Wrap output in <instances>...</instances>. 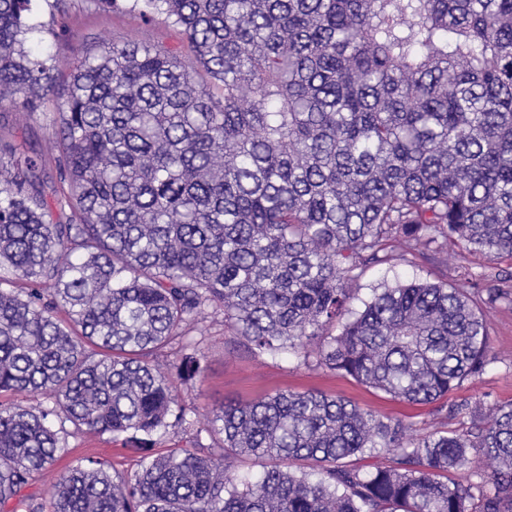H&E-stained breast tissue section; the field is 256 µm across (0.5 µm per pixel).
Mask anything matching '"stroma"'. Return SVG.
Wrapping results in <instances>:
<instances>
[{
  "label": "stroma",
  "instance_id": "stroma-1",
  "mask_svg": "<svg viewBox=\"0 0 512 512\" xmlns=\"http://www.w3.org/2000/svg\"><path fill=\"white\" fill-rule=\"evenodd\" d=\"M127 5L128 0H119L118 8L102 10L95 0H33L32 17L39 28L29 35L25 48L34 54L46 56L59 52L74 58L104 41L147 42L165 48L180 46L181 36L175 27L160 17L143 23L127 12ZM69 76V70L55 71L50 88L43 92L31 116H21L19 107L10 102L0 103V137L22 145L29 154L42 156V174L49 182L58 179L50 151L54 133L50 118L60 109V91ZM462 266L475 273L501 274L500 287L506 297L486 311L490 364L482 375L465 381L450 399L470 404L489 395L502 403L512 402V259L490 261L452 242L447 249L427 258L411 255L407 260L369 269L355 284L350 306L361 309L374 289L412 280L449 279ZM206 328L202 336L190 333L189 345L179 344L157 355L164 365L186 355L194 356L199 362L201 375L190 381L187 390L179 395L180 400L194 405L198 420H205L213 409L227 400L249 402L278 391L315 390L343 397L377 415L410 424L411 437L431 429V406L398 400L359 385L352 378L313 364H300L290 355L273 357L250 352L242 338L225 331L223 318L207 320ZM66 443L56 464L36 475L22 495L0 507V512H28L27 505L32 501L50 507L61 473L89 458L109 462L111 474L133 475L139 470L144 454L158 455L177 448L181 435L170 432L155 438L145 451L130 446L123 435L75 434L67 437Z\"/></svg>",
  "mask_w": 512,
  "mask_h": 512
}]
</instances>
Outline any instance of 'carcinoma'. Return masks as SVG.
Wrapping results in <instances>:
<instances>
[{
	"label": "carcinoma",
	"instance_id": "obj_1",
	"mask_svg": "<svg viewBox=\"0 0 512 512\" xmlns=\"http://www.w3.org/2000/svg\"><path fill=\"white\" fill-rule=\"evenodd\" d=\"M31 4L0 0V103L29 111L60 63L24 50ZM133 6L178 28L192 63L146 43L76 59L56 184L0 140V393L45 396L0 404V505L72 433L178 427L185 445L131 478L68 468L52 512H512V403L448 402L490 362L500 294L469 291L464 269L349 309L396 240L512 258V0ZM216 315L256 353L306 365L314 342L316 366L441 420L463 408L469 426L411 438L351 400L284 391L198 427L176 396L198 361L153 356ZM241 457L263 472L234 484ZM479 461L493 466L479 483L451 478Z\"/></svg>",
	"mask_w": 512,
	"mask_h": 512
}]
</instances>
